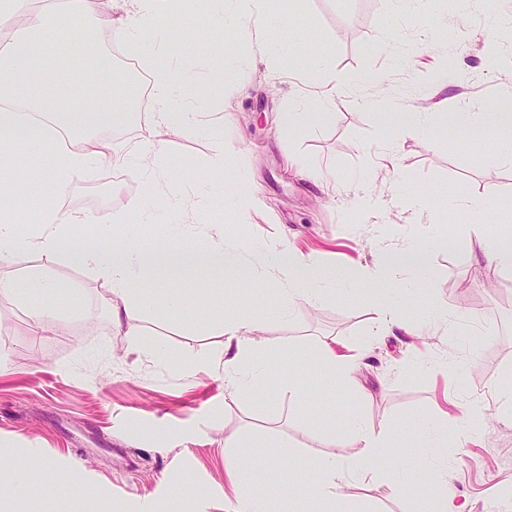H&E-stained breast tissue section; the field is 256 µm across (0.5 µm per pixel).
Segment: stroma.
Segmentation results:
<instances>
[{
    "label": "stroma",
    "mask_w": 512,
    "mask_h": 512,
    "mask_svg": "<svg viewBox=\"0 0 512 512\" xmlns=\"http://www.w3.org/2000/svg\"><path fill=\"white\" fill-rule=\"evenodd\" d=\"M263 7L274 42L246 24L228 27L199 60L195 43L217 18L211 0L164 15L159 34L175 49V72L188 73L197 89L213 71L227 75L231 94L206 100L203 109L223 113L224 151L240 165L224 181L209 180L204 162L213 143L203 125L168 132L167 162L181 182L205 180L217 194L223 182L239 179L262 199L263 212L245 227L231 214L232 198L224 200L227 232L242 237L245 249H265L283 237L354 276L336 281L332 297L294 306L283 321L272 313L288 305L287 297L249 275L224 278L218 305L204 302L209 278L195 272L185 278L181 314L168 315L164 296L156 295L134 340L112 327L105 281L71 262L31 256L15 277L40 273L77 290L80 306L62 316L56 335L41 336L22 305L0 300V481L22 468L37 489L79 463L92 494L65 501L35 490L16 500L14 512H224L233 496L225 437L252 443L257 487L285 481L263 465L272 453L311 479L316 459L357 456V447L332 445L327 436L331 420L348 412L401 425L388 476L356 477L345 487L354 504L371 512H434L430 499L396 486L427 475L417 466L426 425L448 438L430 462L448 466L456 503L466 512H512V414L500 411L495 397L512 378V271L482 259L470 218L457 209L459 201L480 197L512 209V163L496 158L506 144L439 125L430 136L398 139L392 159L381 149L411 112L512 110V0H468L464 7L458 0H265ZM72 27L64 18L55 52L76 62L69 73L75 87L83 68L111 60L98 43L74 37ZM326 81L345 86L333 117L286 132L279 115L290 100L313 98ZM379 90L399 111L378 115L359 107V96ZM130 94L134 112L94 134L137 154L150 140L153 104L140 101L138 89ZM294 156L306 169L290 165ZM353 186L379 195L378 216L351 207ZM416 190L428 202L422 216L398 205ZM165 193V183L145 186L137 168L109 165L54 188L62 209L84 213L158 208ZM384 223L424 238L429 248L424 266L405 274L401 287H379L415 328L412 336L378 335L362 276L376 260ZM241 313L255 325L271 370L259 394L231 398L222 371L204 362L221 353L222 320ZM324 345L363 353L358 382L365 401L329 385L314 368L313 353ZM292 362L306 391L300 403L282 382ZM474 399L489 420L479 439L460 447L457 423Z\"/></svg>",
    "instance_id": "35a3bbf8"
}]
</instances>
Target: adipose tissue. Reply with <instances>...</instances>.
<instances>
[{
    "instance_id": "obj_1",
    "label": "adipose tissue",
    "mask_w": 512,
    "mask_h": 512,
    "mask_svg": "<svg viewBox=\"0 0 512 512\" xmlns=\"http://www.w3.org/2000/svg\"><path fill=\"white\" fill-rule=\"evenodd\" d=\"M125 16L109 30L115 42L132 48L143 45L146 32L158 28L164 0H123ZM20 0H0V267L19 266L31 255L62 257L95 272L108 285L107 300L112 312V326L117 333H138L136 318L143 315L152 301L151 285L161 271L172 273L170 288L165 289L171 313H180L183 291L175 270L206 269L220 279L244 270L268 279L287 291L289 302L314 303L320 297L318 285L328 277V265L315 253L304 254L279 243L273 247L246 253L226 238L223 221L197 224L198 212L210 209L214 199L206 187L175 188L163 209L142 207L137 211L141 224H162L163 236L142 240L128 219L121 214L104 212L90 215L64 211L49 199H41L28 217L16 209L17 191L26 186L32 161L40 154H51L49 166L41 172L44 181L56 183L81 176L95 164L127 167L133 156L117 151L111 143L89 135L88 127L111 123L114 113L126 111L124 94L127 85L120 74L109 67L90 70L82 85L88 101L73 109L59 83L45 81L39 71L41 59L57 42L59 32L50 17L29 15L18 24ZM171 51L160 46L150 65L154 71L153 112L150 124L155 129L179 126L189 128L200 120L197 102L189 98L183 77L169 67ZM442 118L466 133L485 134L512 129L511 112H446ZM467 211L478 215L475 226L481 235L486 254L498 265L512 269V234L491 232L502 212L496 201L478 198L463 201ZM180 213L182 223L169 221ZM423 256L412 242L380 243L379 260L368 276L371 280H390L403 268L417 266ZM55 282L31 275L26 287L16 280H0V296L25 305L32 325L39 330L52 329L58 317L56 309L36 299V292L49 293ZM248 317L227 319L221 327L224 356L218 364L224 372V390L229 395L250 393L253 380L246 376L259 346ZM397 425L377 422L351 413L331 435L332 442L358 446V455L348 462L329 455L315 461L316 479L258 490L249 479L252 457L248 450L234 449L225 440L229 452L225 464L241 492L227 502L225 512H273V502L305 499L313 512H361L344 494L343 489L354 476L383 477L388 473V450Z\"/></svg>"
}]
</instances>
